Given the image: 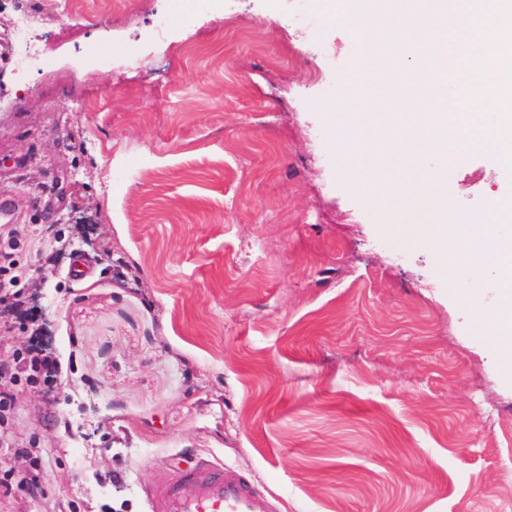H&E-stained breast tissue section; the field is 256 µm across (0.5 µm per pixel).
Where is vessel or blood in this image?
<instances>
[{"instance_id": "obj_1", "label": "vessel or blood", "mask_w": 512, "mask_h": 512, "mask_svg": "<svg viewBox=\"0 0 512 512\" xmlns=\"http://www.w3.org/2000/svg\"><path fill=\"white\" fill-rule=\"evenodd\" d=\"M149 512H274L253 480L215 459H199L145 489Z\"/></svg>"}]
</instances>
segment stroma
Wrapping results in <instances>:
<instances>
[{
	"label": "stroma",
	"mask_w": 512,
	"mask_h": 512,
	"mask_svg": "<svg viewBox=\"0 0 512 512\" xmlns=\"http://www.w3.org/2000/svg\"><path fill=\"white\" fill-rule=\"evenodd\" d=\"M38 16L15 76L9 21ZM331 0H0V364L18 372L0 477L46 459L0 512H148L163 472L215 456L277 512H512V387L468 299L363 198L326 111L361 53ZM169 16L166 40L155 27ZM462 213L512 198L488 148L453 163ZM24 354L25 356L21 357L26 361L29 376L36 377L49 389L55 386L61 369L59 359L35 339L31 340Z\"/></svg>",
	"instance_id": "1"
}]
</instances>
